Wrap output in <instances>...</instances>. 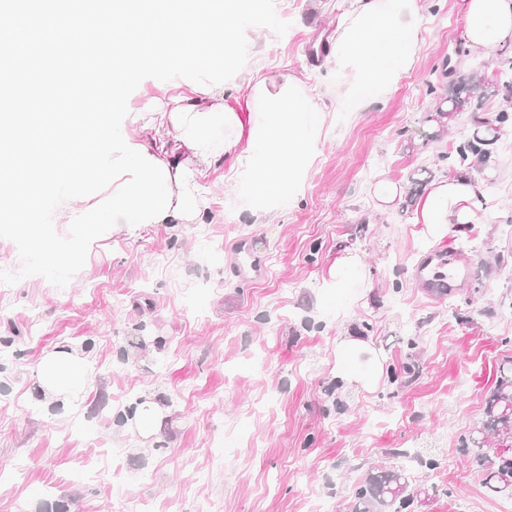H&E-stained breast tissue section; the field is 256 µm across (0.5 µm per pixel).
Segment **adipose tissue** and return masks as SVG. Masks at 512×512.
<instances>
[{"label":"adipose tissue","instance_id":"1","mask_svg":"<svg viewBox=\"0 0 512 512\" xmlns=\"http://www.w3.org/2000/svg\"><path fill=\"white\" fill-rule=\"evenodd\" d=\"M330 38L327 60L343 81L344 97L393 89L414 56L409 46L420 38L419 0H349ZM463 27L460 40L469 50L512 45V0H457ZM399 50L394 67L380 68L375 57ZM328 113L322 94L302 78L281 72L272 62L250 60L236 80L212 92L177 93L155 101L149 111L130 114L125 131L131 143L170 172L172 206L168 225L196 224L208 209L200 191L203 179L226 168L236 182L259 194H300L306 171L318 156ZM485 181L467 168L432 183L417 205L421 233L442 242L450 233L476 223L487 212ZM344 358L336 366L342 385L371 390L385 378L384 357L358 336L339 344ZM363 363V373L346 369ZM86 388L85 359L71 344L45 351L34 373L31 399L46 409L69 411ZM169 410L156 394L142 396L125 423L139 447L150 445Z\"/></svg>","mask_w":512,"mask_h":512}]
</instances>
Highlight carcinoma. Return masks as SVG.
I'll use <instances>...</instances> for the list:
<instances>
[{"label": "carcinoma", "instance_id": "obj_1", "mask_svg": "<svg viewBox=\"0 0 512 512\" xmlns=\"http://www.w3.org/2000/svg\"><path fill=\"white\" fill-rule=\"evenodd\" d=\"M473 86L460 82L448 93L452 109H461L470 99L469 92ZM486 127L494 130L488 139L469 138L461 142L455 149L456 162L464 165L474 155L486 154L485 146L497 140L495 132L512 125V113L504 109L481 121ZM486 420L476 429L464 452L480 450L491 445L505 448L491 467L484 465L483 457L476 456L483 475L482 484L499 497L512 499V364L500 370L493 389L486 400ZM419 491L410 488L408 478L398 472H386L374 476L358 487L355 491V512H371V509L399 505L403 509L418 496Z\"/></svg>", "mask_w": 512, "mask_h": 512}]
</instances>
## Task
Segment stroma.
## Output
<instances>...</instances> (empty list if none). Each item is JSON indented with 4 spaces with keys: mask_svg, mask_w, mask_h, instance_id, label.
Listing matches in <instances>:
<instances>
[{
    "mask_svg": "<svg viewBox=\"0 0 512 512\" xmlns=\"http://www.w3.org/2000/svg\"><path fill=\"white\" fill-rule=\"evenodd\" d=\"M420 5L413 68L350 112L336 106L335 70L310 59L348 0H279L290 27L266 56L319 88L336 121L273 222L219 170L203 182V223L103 241L62 288L40 276L0 288V512H353L356 487L385 470L419 489L411 512H501L463 444L512 360V127L475 170L492 222L433 243L409 193L418 170L448 175L471 133L464 110L427 137L450 85L479 75L485 111L512 109L499 70L512 48L465 51L454 0ZM380 179L401 188L383 213L369 192ZM348 249L361 274L326 287ZM438 249L470 259V286L430 300L412 273ZM348 331L386 359L373 390L338 388ZM65 342L85 353L87 389L59 415L27 391L42 351ZM145 392L171 417L132 454L122 411Z\"/></svg>",
    "mask_w": 512,
    "mask_h": 512,
    "instance_id": "obj_1",
    "label": "stroma"
}]
</instances>
